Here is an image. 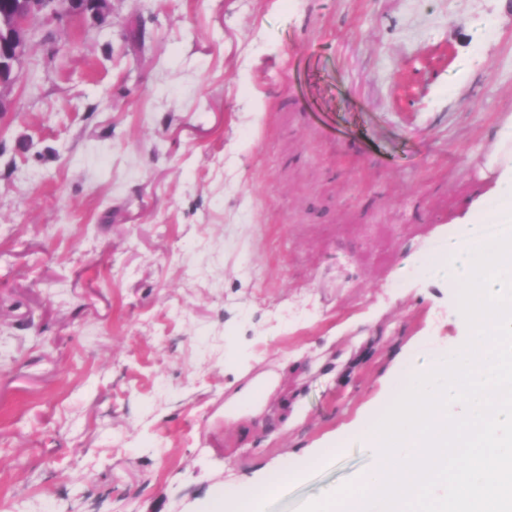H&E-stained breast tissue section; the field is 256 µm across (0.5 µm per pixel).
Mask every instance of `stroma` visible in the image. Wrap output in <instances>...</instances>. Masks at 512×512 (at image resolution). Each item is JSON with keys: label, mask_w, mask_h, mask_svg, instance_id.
<instances>
[{"label": "stroma", "mask_w": 512, "mask_h": 512, "mask_svg": "<svg viewBox=\"0 0 512 512\" xmlns=\"http://www.w3.org/2000/svg\"><path fill=\"white\" fill-rule=\"evenodd\" d=\"M109 7L36 20L0 116V512H195L466 334L417 268L493 187L512 0ZM285 355L301 419L237 441L225 386Z\"/></svg>", "instance_id": "stroma-1"}]
</instances>
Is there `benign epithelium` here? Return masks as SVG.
Listing matches in <instances>:
<instances>
[{
    "label": "benign epithelium",
    "mask_w": 512,
    "mask_h": 512,
    "mask_svg": "<svg viewBox=\"0 0 512 512\" xmlns=\"http://www.w3.org/2000/svg\"><path fill=\"white\" fill-rule=\"evenodd\" d=\"M107 0H16L14 8L0 14V112L6 111L5 91L19 80V63L26 54L28 34L32 23L40 18L53 17L64 10L72 17L92 12L103 14Z\"/></svg>",
    "instance_id": "obj_1"
}]
</instances>
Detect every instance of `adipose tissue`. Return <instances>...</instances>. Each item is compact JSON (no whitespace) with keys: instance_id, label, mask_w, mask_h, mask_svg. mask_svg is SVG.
<instances>
[{"instance_id":"adipose-tissue-1","label":"adipose tissue","mask_w":512,"mask_h":512,"mask_svg":"<svg viewBox=\"0 0 512 512\" xmlns=\"http://www.w3.org/2000/svg\"><path fill=\"white\" fill-rule=\"evenodd\" d=\"M290 367L289 361H282L277 369L254 377L230 393L224 402L225 423L235 425L244 438L257 428L287 430L298 414L297 403L284 399L277 410L271 411L267 402ZM335 447V442H328L326 447L281 462L267 475L221 488L202 502L198 512H268L271 500L295 482L301 473L322 465Z\"/></svg>"}]
</instances>
